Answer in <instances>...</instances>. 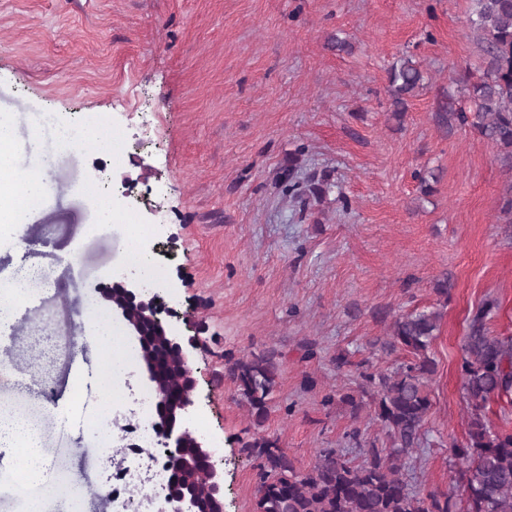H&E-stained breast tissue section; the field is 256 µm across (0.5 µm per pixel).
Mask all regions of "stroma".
<instances>
[{
    "label": "stroma",
    "instance_id": "35a3bbf8",
    "mask_svg": "<svg viewBox=\"0 0 512 512\" xmlns=\"http://www.w3.org/2000/svg\"><path fill=\"white\" fill-rule=\"evenodd\" d=\"M469 10L470 0H0V113H13L19 141L54 112L67 123L98 117L126 145L119 157L89 142L63 153L44 128L57 191L28 225L24 256L0 244V275L21 258L44 282L0 333V411L42 428L49 480L73 475L85 491L78 512H116L103 487L144 388L137 366L117 402L103 399L91 339L116 324L98 288L123 268L133 227L170 325L198 340L187 428L224 471V512H254L258 461L243 445L257 435L277 438L301 472L324 448L358 456L352 428L381 437L369 408L355 415L340 402L358 380L333 359L346 351L378 370L403 360L376 351L390 334L377 312L435 305L442 277L451 290L430 347L429 442L405 457L404 473L424 495L457 483L470 310L495 299L490 331L512 336V175L491 143L442 119L479 63ZM406 54L424 86L398 119L388 71ZM290 165L301 182L327 176L334 189L290 197ZM420 172L436 176L430 195ZM100 185L114 210L104 227L90 199ZM268 351L282 373L258 428L225 368ZM23 365L68 408L69 425L13 376ZM95 419L111 427V447L86 430ZM42 493L18 494L15 454L1 448L0 512H24L25 496Z\"/></svg>",
    "mask_w": 512,
    "mask_h": 512
}]
</instances>
